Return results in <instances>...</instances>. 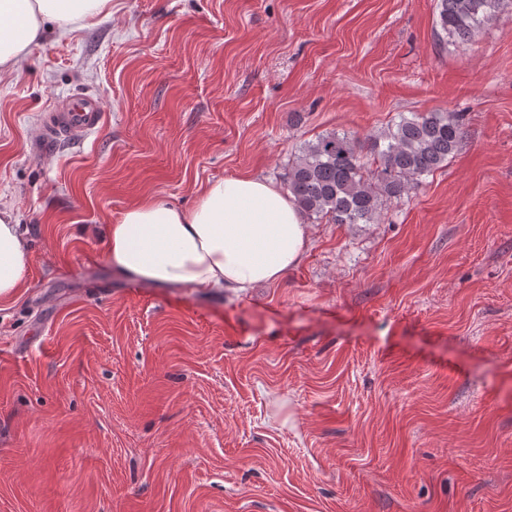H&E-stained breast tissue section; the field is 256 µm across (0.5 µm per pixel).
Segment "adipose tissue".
<instances>
[{
  "label": "adipose tissue",
  "instance_id": "adipose-tissue-1",
  "mask_svg": "<svg viewBox=\"0 0 512 512\" xmlns=\"http://www.w3.org/2000/svg\"><path fill=\"white\" fill-rule=\"evenodd\" d=\"M111 10L112 0H0V76L15 72L50 30L65 32ZM104 236L109 266L131 278L238 292L275 283L300 263L310 240L293 198L254 175L209 183L190 209L144 199L106 225ZM29 265L15 215L0 210V301L25 288Z\"/></svg>",
  "mask_w": 512,
  "mask_h": 512
}]
</instances>
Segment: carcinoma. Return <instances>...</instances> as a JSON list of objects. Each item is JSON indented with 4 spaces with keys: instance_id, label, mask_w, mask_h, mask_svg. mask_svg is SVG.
I'll list each match as a JSON object with an SVG mask.
<instances>
[{
    "instance_id": "obj_1",
    "label": "carcinoma",
    "mask_w": 512,
    "mask_h": 512,
    "mask_svg": "<svg viewBox=\"0 0 512 512\" xmlns=\"http://www.w3.org/2000/svg\"><path fill=\"white\" fill-rule=\"evenodd\" d=\"M509 8L512 0H436V23L448 42L466 43ZM464 120L462 112H413L363 139L326 133L300 147L284 184L309 219L376 224L385 202L409 195L447 165L463 139Z\"/></svg>"
}]
</instances>
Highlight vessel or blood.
<instances>
[{"instance_id": "obj_1", "label": "vessel or blood", "mask_w": 512, "mask_h": 512, "mask_svg": "<svg viewBox=\"0 0 512 512\" xmlns=\"http://www.w3.org/2000/svg\"><path fill=\"white\" fill-rule=\"evenodd\" d=\"M104 116L99 98L79 96L60 101L44 113L38 141L47 145L63 138L82 139L102 126Z\"/></svg>"}]
</instances>
